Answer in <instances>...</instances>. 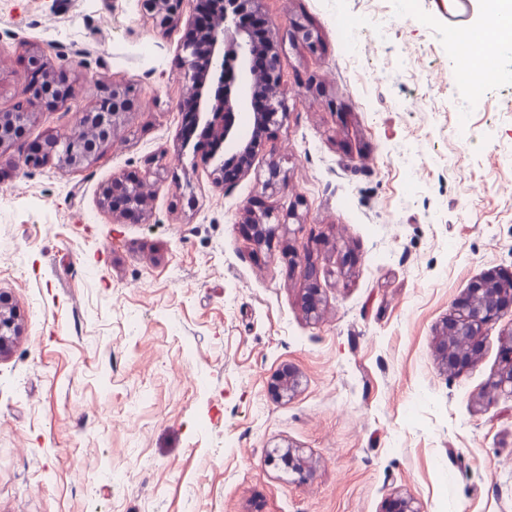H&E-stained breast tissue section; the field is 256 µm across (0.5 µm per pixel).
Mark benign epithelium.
<instances>
[{
	"label": "benign epithelium",
	"mask_w": 512,
	"mask_h": 512,
	"mask_svg": "<svg viewBox=\"0 0 512 512\" xmlns=\"http://www.w3.org/2000/svg\"><path fill=\"white\" fill-rule=\"evenodd\" d=\"M260 2L224 0V10L212 17L200 36H190L183 43L186 57L179 78L186 87L188 99L195 103L197 112L224 116V125L217 133L224 137V144L234 150L229 158L235 169L234 177L224 176L222 166L215 169L217 180L226 191L251 169L261 135L269 133L270 127L281 125L288 117L283 99L275 94L279 89L280 65L275 38L258 44L237 22L239 14L246 10L260 11ZM144 6L153 27L163 33L181 23L185 16L190 30H197L198 10L194 0H144ZM23 60L31 74L23 99L13 109L0 112V158L5 151L18 149L17 158L11 160L18 170L41 168L52 159L65 169H88L124 131L130 114L141 109V97L134 85L97 82L93 90L96 107L76 113V122L71 128L25 148L23 140L36 109L56 107L72 100L69 88L61 87V80L73 64L87 69L90 61L86 56L75 60L66 50L50 55L37 47L27 48ZM258 95L265 97L267 109L254 113L251 135L243 139L237 133L235 103L241 98ZM89 129L97 135L96 146L88 142L86 131ZM148 199L146 183L136 177H114L102 189V205L123 219L143 218ZM269 219L268 214L254 216L249 223L250 239L257 248L269 245L274 231L298 220V213L292 205L276 223H270ZM509 308H512V274L494 270L471 282L437 332L439 354L449 374L460 373L477 364L481 355L478 337L484 326ZM21 331V318L11 295L0 290V356L10 350ZM505 338V368L490 381L491 392L507 390L512 393V328ZM298 386V372L290 365L273 375L270 382L271 392L279 395L293 393ZM382 512L423 510L414 506L412 499L398 497L390 500Z\"/></svg>",
	"instance_id": "1"
}]
</instances>
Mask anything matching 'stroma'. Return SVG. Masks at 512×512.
<instances>
[{"label": "stroma", "instance_id": "35a3bbf8", "mask_svg": "<svg viewBox=\"0 0 512 512\" xmlns=\"http://www.w3.org/2000/svg\"><path fill=\"white\" fill-rule=\"evenodd\" d=\"M486 0H262L281 43L288 119L232 189L205 124L185 136L186 25L161 34L142 0H0V110L28 82L25 47L83 49L73 125L92 84L143 106L97 163L0 167V289L23 318L0 357V512H512V393H481L512 315L479 363L448 374L442 321L470 283L512 271V80L449 81L450 30ZM319 31L317 51L295 26ZM164 155L139 223L112 216L113 175ZM288 191L263 189L270 163ZM300 221L256 249L244 205ZM324 312L303 314L309 264ZM293 366L300 386L270 395ZM312 463L271 466L273 449Z\"/></svg>", "mask_w": 512, "mask_h": 512}]
</instances>
